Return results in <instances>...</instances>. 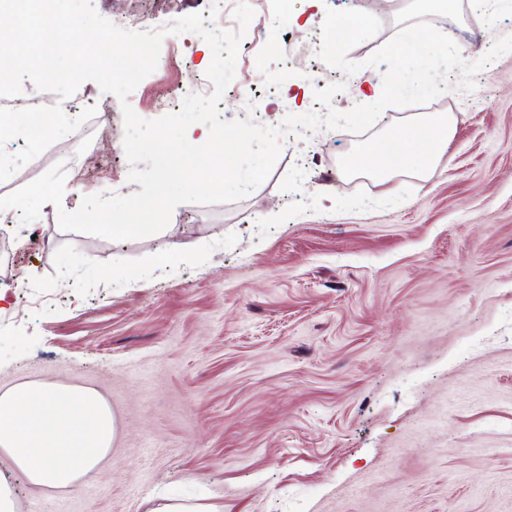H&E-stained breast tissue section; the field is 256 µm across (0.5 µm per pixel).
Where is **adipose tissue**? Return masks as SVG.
I'll use <instances>...</instances> for the list:
<instances>
[{
    "mask_svg": "<svg viewBox=\"0 0 512 512\" xmlns=\"http://www.w3.org/2000/svg\"><path fill=\"white\" fill-rule=\"evenodd\" d=\"M450 138L447 115L409 124L404 134L364 145L345 162L349 175L385 181L408 170L428 178ZM115 433L109 407L95 391L63 384L24 382L0 393V452L29 484L74 486L96 472Z\"/></svg>",
    "mask_w": 512,
    "mask_h": 512,
    "instance_id": "adipose-tissue-1",
    "label": "adipose tissue"
}]
</instances>
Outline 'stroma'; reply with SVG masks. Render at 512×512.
<instances>
[{
    "instance_id": "stroma-1",
    "label": "stroma",
    "mask_w": 512,
    "mask_h": 512,
    "mask_svg": "<svg viewBox=\"0 0 512 512\" xmlns=\"http://www.w3.org/2000/svg\"><path fill=\"white\" fill-rule=\"evenodd\" d=\"M108 19L152 28L207 14L212 0H92ZM255 26L221 119L271 126L290 114L363 103L318 55L327 10L375 15L366 60L404 27L445 24L463 58L512 34V6L471 0L440 15L412 0H248ZM205 42L167 36L128 101L163 116ZM386 108L361 135L300 129L270 176L233 203L179 205L172 232L112 241L66 232L45 204L8 223L0 277V392L27 381L95 390L116 424L94 478L47 490L0 453L15 512H154L163 497L216 512H512V53L476 89ZM17 100L47 117L49 143L0 141V197L63 156L62 209L130 195L119 99L88 80L70 100L24 81ZM450 113L428 180L348 175L346 159L410 118Z\"/></svg>"
}]
</instances>
